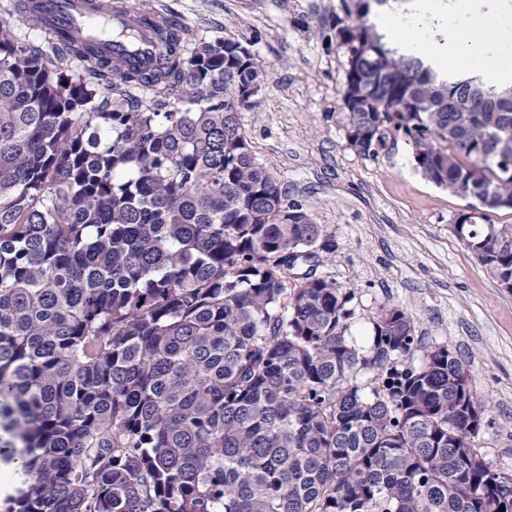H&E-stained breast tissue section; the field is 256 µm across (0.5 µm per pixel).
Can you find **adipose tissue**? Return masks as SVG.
Returning <instances> with one entry per match:
<instances>
[{"mask_svg":"<svg viewBox=\"0 0 512 512\" xmlns=\"http://www.w3.org/2000/svg\"><path fill=\"white\" fill-rule=\"evenodd\" d=\"M485 0H415L411 11L397 8L382 18L387 38L410 48L426 66L456 60L473 63L497 73L503 81H512V57L493 52V45L512 44V0H494L499 18L487 28L482 8Z\"/></svg>","mask_w":512,"mask_h":512,"instance_id":"obj_1","label":"adipose tissue"}]
</instances>
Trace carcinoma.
<instances>
[{
	"mask_svg": "<svg viewBox=\"0 0 512 512\" xmlns=\"http://www.w3.org/2000/svg\"><path fill=\"white\" fill-rule=\"evenodd\" d=\"M340 0L347 139L404 138L476 201L456 238L512 282V107L385 41ZM163 64L94 36L35 45L0 21V434L21 448L3 512H512L478 454L484 402L395 305L351 336L336 252L260 163L233 109L265 73L241 42L150 21ZM151 92L147 104L127 90ZM422 352L419 362L413 353Z\"/></svg>",
	"mask_w": 512,
	"mask_h": 512,
	"instance_id": "carcinoma-1",
	"label": "carcinoma"
}]
</instances>
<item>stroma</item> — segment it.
<instances>
[{"instance_id": "obj_1", "label": "stroma", "mask_w": 512, "mask_h": 512, "mask_svg": "<svg viewBox=\"0 0 512 512\" xmlns=\"http://www.w3.org/2000/svg\"><path fill=\"white\" fill-rule=\"evenodd\" d=\"M187 31L188 44L232 38L267 73L240 123L258 160L337 245L320 274L354 293L352 332L394 304L429 346L463 363L486 402L475 440L492 468L512 476V289L498 285L454 236L469 199L435 186L398 140L378 156L346 138L345 59L321 28L339 0H153Z\"/></svg>"}]
</instances>
